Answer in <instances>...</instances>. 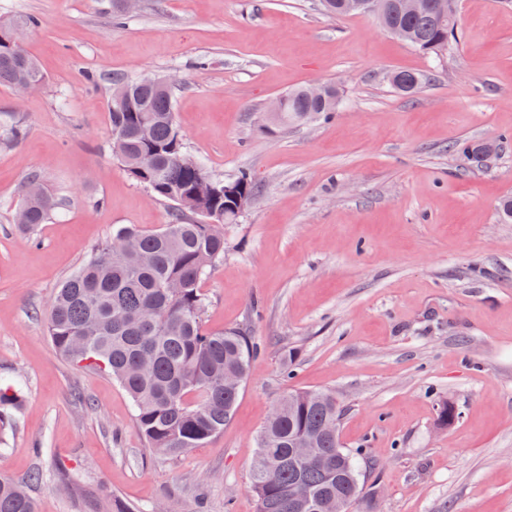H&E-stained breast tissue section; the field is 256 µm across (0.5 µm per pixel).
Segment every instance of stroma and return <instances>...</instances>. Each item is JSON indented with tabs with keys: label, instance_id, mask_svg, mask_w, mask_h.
Returning <instances> with one entry per match:
<instances>
[{
	"label": "stroma",
	"instance_id": "35a3bbf8",
	"mask_svg": "<svg viewBox=\"0 0 512 512\" xmlns=\"http://www.w3.org/2000/svg\"><path fill=\"white\" fill-rule=\"evenodd\" d=\"M34 15L19 39L46 76L0 113L24 129L0 143V384L16 387L0 476L35 471L36 512H257L256 436L288 390L344 408L339 437L369 449L367 497L351 512H512V0H459L460 38L435 60L369 15L320 0H0ZM392 70L428 74L407 96ZM181 85L176 125L213 175L246 171L256 192L224 227V258L201 284L208 330L248 329L260 353L223 432L182 456L148 448L111 375L71 364L47 336L55 288L113 230L154 231L172 209L112 154V79ZM333 83L342 102L281 128L276 96ZM508 143L476 169L460 144ZM61 214L34 237L14 212L29 174ZM294 351L291 369L282 355ZM459 415L438 424V406Z\"/></svg>",
	"mask_w": 512,
	"mask_h": 512
}]
</instances>
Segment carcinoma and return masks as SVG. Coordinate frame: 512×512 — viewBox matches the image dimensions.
<instances>
[{"mask_svg": "<svg viewBox=\"0 0 512 512\" xmlns=\"http://www.w3.org/2000/svg\"><path fill=\"white\" fill-rule=\"evenodd\" d=\"M398 2L383 0L382 25L402 32L403 42L435 58L456 43V13L443 20L431 11L408 15L398 10ZM35 26L33 15L0 20V86L44 78L17 37L18 30ZM427 80V75L408 70L388 76L389 84L407 95ZM112 82L127 85L143 99L140 112L109 105L112 153L134 181L172 204V220L161 230L126 225L112 232L52 295L48 335L63 358L111 374L132 399L138 433L154 450L177 458L224 430L239 396L225 379H246L258 354L253 337L242 329L204 328L206 299L199 292L213 264L224 257V225L238 218L235 199L211 189L227 184L251 197L255 184L245 172L224 181L210 176L199 162H183L173 91L149 93L138 80L119 76ZM341 97L334 85H327L323 100L308 96L300 86L285 94L277 125L286 127L311 113L327 116ZM22 136L16 122H0V141L16 142ZM30 179L33 192L14 216L18 229L28 235L59 209L58 198L40 175ZM18 397L15 389L0 386V436L14 424ZM340 417L336 396L328 392L291 390L277 401L257 438L251 487L258 512H336V501L348 506L364 495L355 454L336 434ZM298 440L317 449L320 459L295 465L291 450ZM41 479L39 472L27 483L1 478L0 512H36L27 487ZM303 489L312 493L310 506L294 499Z\"/></svg>", "mask_w": 512, "mask_h": 512, "instance_id": "carcinoma-1", "label": "carcinoma"}]
</instances>
